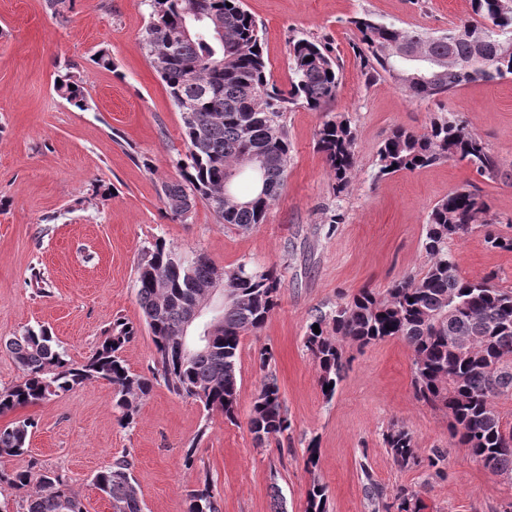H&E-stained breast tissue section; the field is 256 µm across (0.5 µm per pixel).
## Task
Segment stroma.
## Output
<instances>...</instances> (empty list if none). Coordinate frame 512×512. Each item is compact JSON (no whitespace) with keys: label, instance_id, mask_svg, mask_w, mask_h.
I'll list each match as a JSON object with an SVG mask.
<instances>
[{"label":"stroma","instance_id":"1","mask_svg":"<svg viewBox=\"0 0 512 512\" xmlns=\"http://www.w3.org/2000/svg\"><path fill=\"white\" fill-rule=\"evenodd\" d=\"M244 5L264 26L263 52L279 87L289 84L291 41H320L343 64L337 97L325 111L299 105L288 112L286 186L262 223L246 232L217 223L202 203L188 219L172 218L159 195L162 183L177 179L175 163L186 147L181 115L141 47L145 0H73L64 25L45 0H0V338L43 324L81 363L121 317L140 328L124 350L126 362L148 375L154 348L134 279L142 252L156 241L204 253L220 269L241 262L271 267L282 281L278 307L242 339L236 422L160 385L124 428L111 384L97 381L18 410L16 416L36 422L29 452L0 458V469L22 470L35 460L65 474L85 512H109L93 478L124 455L134 463L143 512H185L187 489L205 479L222 512H304L315 480L328 489V512H380L401 487L416 493L423 512H502L512 501V478L484 469L451 436L446 411L415 399L413 356L404 341H344L343 379L329 399L304 336L315 310L363 288L384 293L423 271L428 214L451 191L477 186L487 228L512 235V76L425 100L387 78L366 81L352 18L367 14L439 32L468 17L470 0ZM102 50L113 69L94 64ZM69 62L82 72L88 110L54 91ZM327 114L349 118L356 132L353 177L340 193L315 146ZM449 114L487 143L500 163L497 179L452 160L377 177L378 148L395 128L421 132ZM484 230L450 242L459 271L467 278L495 273L499 287L512 289V252L489 250ZM265 346L274 351L272 371L291 428L260 445L249 418L263 378L256 354ZM394 426L412 434L422 455L442 453L443 475L398 465L384 444ZM195 437L189 470L183 456ZM313 440L319 461L310 470Z\"/></svg>","mask_w":512,"mask_h":512}]
</instances>
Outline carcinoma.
Instances as JSON below:
<instances>
[{
  "mask_svg": "<svg viewBox=\"0 0 512 512\" xmlns=\"http://www.w3.org/2000/svg\"><path fill=\"white\" fill-rule=\"evenodd\" d=\"M499 0H471L472 15L460 25L433 35L401 29L360 16L351 21L358 31L356 51L366 80L390 78L411 98L446 96L472 83H491L512 75V9H498ZM193 7L206 19L224 23V39L182 40L177 34L183 11ZM59 23L69 22L71 0H46ZM149 22L142 34L145 52H166L156 73L182 116L185 158L176 161L179 179L161 186L165 207L174 216L188 217L197 201L204 202L220 224L243 230L262 223L267 209L281 195L288 176L290 143L286 114L297 104L315 111L335 100L342 67L326 46L308 39L289 49L290 88L270 82L263 49V26L243 7L242 0H148ZM480 33L487 40L486 55L467 68L443 65L422 85H403L394 75L397 63L392 46L405 42L439 60L448 58V40L459 56L470 55L466 36ZM56 94L79 110L88 98L77 66L58 75ZM356 134L345 117H329L316 132L324 154L343 192L355 167ZM256 168H247L251 191L243 195L236 182L234 199H225L224 177L237 169L245 155ZM377 177L414 171L441 160L464 162L482 178H498L500 166L487 144L453 116L431 120L422 133L397 129L377 152ZM486 204L478 190L461 188L433 206L422 240L428 268L393 282L380 297L363 288L350 300L318 312L307 326L305 346L319 367L318 383L330 399L342 379L343 350L339 338L362 346L388 338L405 341L413 353L412 386L417 400L448 410L450 432L488 471L512 473V430L503 428L494 410L499 398H512V291L499 288L494 274L480 279L461 276L448 243L462 239L479 223ZM487 248L512 251V237L486 230ZM224 277V291L232 296L224 308V327L214 336L212 349L191 361L183 360L174 343L181 336L187 309L205 306L208 287ZM137 301L154 345L155 367L148 377L131 371L122 353L138 329L113 323L94 354L82 363L70 361L64 347L44 326L27 328L5 341V348L21 371L19 381L0 389V415L37 406L79 386L106 381L113 388V408L123 426L136 422L140 403L162 384L179 397L219 412L233 423L237 417V362L244 333L260 329L278 306L281 281L270 268L241 262L222 272L203 254L182 252L158 241L136 267ZM319 325L320 333L313 332ZM249 423L264 425L266 437L290 428L280 388L265 375L251 409ZM35 427L30 417L0 427V457H20L29 451ZM385 447L399 465L420 464L419 448L403 428H391ZM133 461L115 460L95 475L113 512H143ZM5 483L21 494L24 512H84L83 503L65 476L38 467L9 473ZM327 487L314 482L306 494L304 512H327ZM68 507H63V504ZM187 512H221L207 480L188 491ZM396 512H419L417 497L405 489L394 497Z\"/></svg>",
  "mask_w": 512,
  "mask_h": 512,
  "instance_id": "carcinoma-1",
  "label": "carcinoma"
}]
</instances>
